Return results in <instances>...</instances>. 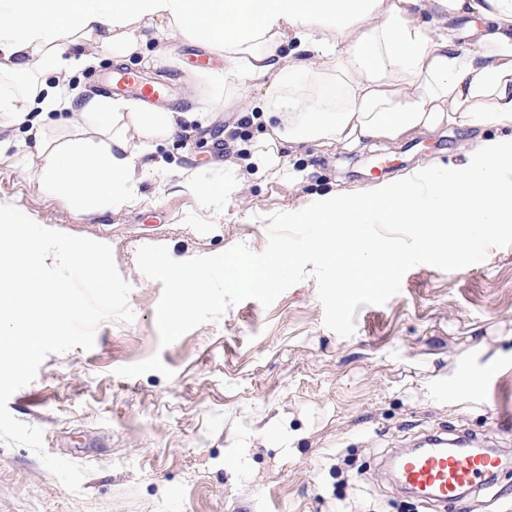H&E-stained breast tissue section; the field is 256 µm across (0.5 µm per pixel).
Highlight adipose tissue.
I'll use <instances>...</instances> for the list:
<instances>
[{"label": "adipose tissue", "mask_w": 512, "mask_h": 512, "mask_svg": "<svg viewBox=\"0 0 512 512\" xmlns=\"http://www.w3.org/2000/svg\"><path fill=\"white\" fill-rule=\"evenodd\" d=\"M176 36L222 53L208 80L237 90L260 127L240 141L242 162L271 180H300L283 151L309 141L352 150L446 127L512 130V0H0V73L49 70L61 84L96 52L121 63ZM60 84L0 94V129L26 128L0 150L26 148L45 187L110 210L138 201L155 143L200 118L99 94L65 112ZM36 108L94 135L49 140ZM173 188L201 199L202 223L220 224L242 185L182 169Z\"/></svg>", "instance_id": "adipose-tissue-1"}]
</instances>
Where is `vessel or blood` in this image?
Segmentation results:
<instances>
[{
  "mask_svg": "<svg viewBox=\"0 0 512 512\" xmlns=\"http://www.w3.org/2000/svg\"><path fill=\"white\" fill-rule=\"evenodd\" d=\"M110 83L116 95H133L140 100L171 107L180 103L170 88L158 85L137 72L114 71ZM495 456L482 452L445 447L434 439L422 453L409 455L399 462L398 481L423 489L430 501L460 503L466 492L483 487L496 475Z\"/></svg>",
  "mask_w": 512,
  "mask_h": 512,
  "instance_id": "obj_1",
  "label": "vessel or blood"
}]
</instances>
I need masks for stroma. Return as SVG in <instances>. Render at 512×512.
I'll list each match as a JSON object with an SVG mask.
<instances>
[{"label":"stroma","mask_w":512,"mask_h":512,"mask_svg":"<svg viewBox=\"0 0 512 512\" xmlns=\"http://www.w3.org/2000/svg\"><path fill=\"white\" fill-rule=\"evenodd\" d=\"M199 43L148 44L127 70H148L184 98L212 101L206 122L186 125L157 153L219 183L214 158L236 159L233 89L206 80ZM115 68L101 52L75 70L79 97L108 94ZM478 131L446 128L395 144L349 151L302 145L288 165L308 169L297 185L242 170L243 189L224 221H195L199 198L173 195L161 170L140 185L141 202L118 212H78L48 193L21 150L0 152V205L69 235L110 245L132 287L129 322L109 319L91 350L48 355L8 410L40 428L48 454L89 467L81 493L67 490L30 449L0 442V512H460L425 502L389 479L390 462L424 437L476 440L512 456L499 422L512 416V246L456 271L410 269L385 304L358 308L355 332L327 329L314 278L270 307L249 299L168 346H160V282L137 267L144 244L172 258L216 255L268 241L275 210L301 209L330 192L351 193L388 177L456 162ZM467 512H512V469L473 492Z\"/></svg>","instance_id":"35a3bbf8"}]
</instances>
